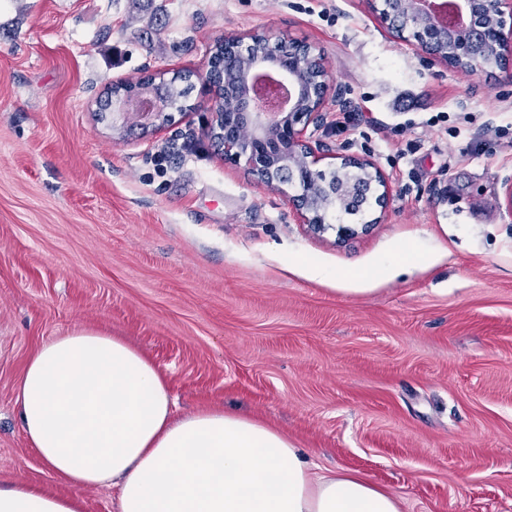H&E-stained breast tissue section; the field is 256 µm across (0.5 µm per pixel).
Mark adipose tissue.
Masks as SVG:
<instances>
[{"instance_id": "1", "label": "adipose tissue", "mask_w": 512, "mask_h": 512, "mask_svg": "<svg viewBox=\"0 0 512 512\" xmlns=\"http://www.w3.org/2000/svg\"><path fill=\"white\" fill-rule=\"evenodd\" d=\"M31 448L77 488L110 484L119 512H401L362 476L317 474L284 434L220 409L173 418L167 383L118 337L78 329L44 341L17 387ZM0 512H81L23 482Z\"/></svg>"}]
</instances>
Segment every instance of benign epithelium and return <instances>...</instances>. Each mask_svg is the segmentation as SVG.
Returning a JSON list of instances; mask_svg holds the SVG:
<instances>
[{"instance_id":"1","label":"benign epithelium","mask_w":512,"mask_h":512,"mask_svg":"<svg viewBox=\"0 0 512 512\" xmlns=\"http://www.w3.org/2000/svg\"><path fill=\"white\" fill-rule=\"evenodd\" d=\"M436 0H390L394 10L389 13L393 24L415 26V38L420 50L446 65L452 60L478 56L488 46L498 53L512 51V40L501 23L504 9L512 10V0H457L462 14L460 25L443 23L434 13ZM224 50L243 56L247 62L238 72L242 92L235 111L217 112L218 102L226 97L223 84L206 74L202 82L207 92L204 106L209 111L205 131L224 149V160L238 163L246 159L249 169L269 188L282 183L284 171L299 178L302 193L293 198L300 223L318 233L329 229L343 238L355 234L350 224H326L313 198L315 165L320 156L304 138V130L313 116L323 110L330 91L329 81L312 82L306 76L302 57L283 61L269 58H249L239 41L227 39ZM141 109L143 130L153 132L174 123L172 104L165 97V85L152 83L143 90L129 93L112 101V132L122 136L124 118L132 109ZM362 167L372 170L374 182L385 186L375 165L368 160L341 157V167Z\"/></svg>"}]
</instances>
